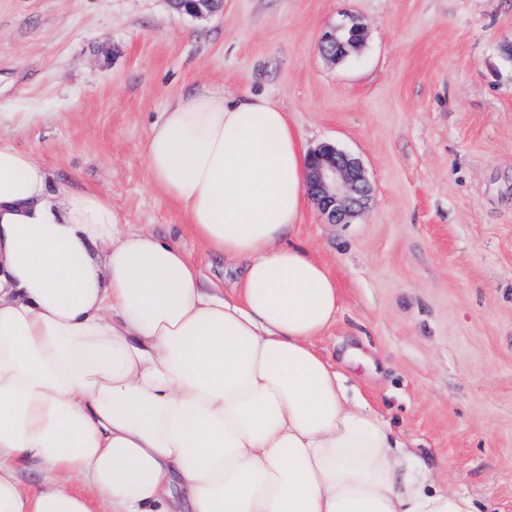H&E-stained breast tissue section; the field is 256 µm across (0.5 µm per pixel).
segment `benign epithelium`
<instances>
[{"mask_svg":"<svg viewBox=\"0 0 512 512\" xmlns=\"http://www.w3.org/2000/svg\"><path fill=\"white\" fill-rule=\"evenodd\" d=\"M363 37V28L350 21L324 31L319 48L327 57L343 58ZM307 188L329 224L345 222L370 191L362 162L330 143L320 145L311 153Z\"/></svg>","mask_w":512,"mask_h":512,"instance_id":"7a95c632","label":"benign epithelium"}]
</instances>
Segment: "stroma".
<instances>
[{"instance_id": "obj_1", "label": "stroma", "mask_w": 512, "mask_h": 512, "mask_svg": "<svg viewBox=\"0 0 512 512\" xmlns=\"http://www.w3.org/2000/svg\"><path fill=\"white\" fill-rule=\"evenodd\" d=\"M349 16L365 39L329 60L320 35ZM204 84L268 96L306 143L362 159L372 194L350 223L311 203L294 228L342 291L316 347L439 480L512 512V0H223L202 18L174 0H0V138L229 297L233 272L143 155Z\"/></svg>"}]
</instances>
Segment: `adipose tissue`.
Masks as SVG:
<instances>
[{
  "label": "adipose tissue",
  "mask_w": 512,
  "mask_h": 512,
  "mask_svg": "<svg viewBox=\"0 0 512 512\" xmlns=\"http://www.w3.org/2000/svg\"><path fill=\"white\" fill-rule=\"evenodd\" d=\"M143 152L239 293L0 141V512H91L76 480L112 512H490L434 479L315 348L341 291L291 238L308 152L287 112L204 85Z\"/></svg>",
  "instance_id": "1"
}]
</instances>
